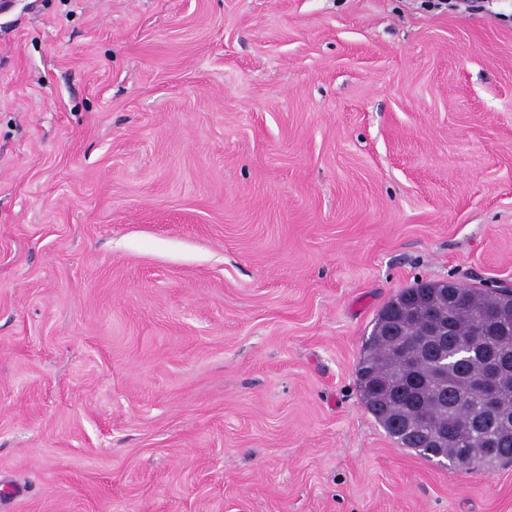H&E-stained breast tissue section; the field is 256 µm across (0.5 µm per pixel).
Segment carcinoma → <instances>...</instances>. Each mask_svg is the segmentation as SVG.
<instances>
[{
	"instance_id": "obj_1",
	"label": "carcinoma",
	"mask_w": 512,
	"mask_h": 512,
	"mask_svg": "<svg viewBox=\"0 0 512 512\" xmlns=\"http://www.w3.org/2000/svg\"><path fill=\"white\" fill-rule=\"evenodd\" d=\"M451 320L454 347H481L512 358V299L495 289H457L450 299L437 282H420L398 291L377 314L365 339L356 376L366 410L395 442L427 458L442 457L462 468L487 473L512 462V363L495 389L500 421L491 429L473 426L482 408L477 383L486 375L483 356L461 359L453 352L448 375L434 371L427 349V310ZM428 422L452 431L447 446L431 445Z\"/></svg>"
}]
</instances>
